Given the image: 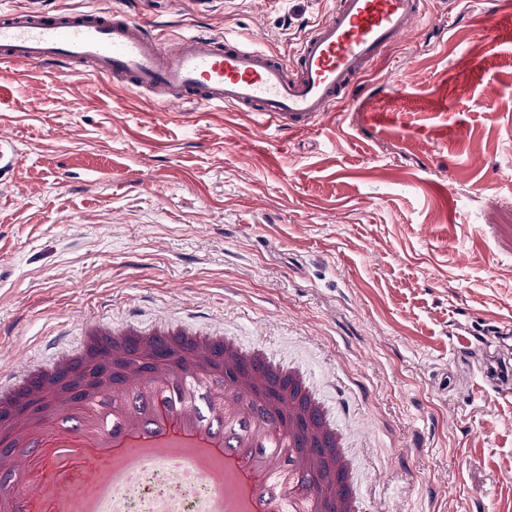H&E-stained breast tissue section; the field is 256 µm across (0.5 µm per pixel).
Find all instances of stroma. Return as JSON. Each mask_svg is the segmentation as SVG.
Instances as JSON below:
<instances>
[{
    "instance_id": "1",
    "label": "stroma",
    "mask_w": 512,
    "mask_h": 512,
    "mask_svg": "<svg viewBox=\"0 0 512 512\" xmlns=\"http://www.w3.org/2000/svg\"><path fill=\"white\" fill-rule=\"evenodd\" d=\"M429 0L318 131L161 112L106 80L0 78V392L90 327L182 326L299 368L364 512H512V0ZM170 37L294 56L330 0H112ZM472 68L458 70L459 59ZM19 162L18 149L15 141L11 138H0V185L8 182L10 174Z\"/></svg>"
}]
</instances>
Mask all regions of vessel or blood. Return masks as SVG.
<instances>
[{
  "label": "vessel or blood",
  "instance_id": "b4317fda",
  "mask_svg": "<svg viewBox=\"0 0 512 512\" xmlns=\"http://www.w3.org/2000/svg\"><path fill=\"white\" fill-rule=\"evenodd\" d=\"M426 0H333L292 61L228 35L171 40L165 30L112 8L49 11L0 7V76L40 66L49 75L95 76L153 94L161 110L228 106L263 129L315 131L425 14ZM19 162L0 138V185Z\"/></svg>",
  "mask_w": 512,
  "mask_h": 512
}]
</instances>
